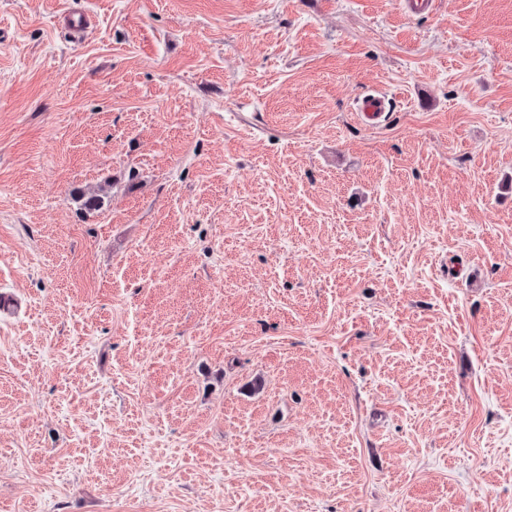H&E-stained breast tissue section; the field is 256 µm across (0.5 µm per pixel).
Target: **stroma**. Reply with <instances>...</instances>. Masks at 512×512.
<instances>
[{"mask_svg": "<svg viewBox=\"0 0 512 512\" xmlns=\"http://www.w3.org/2000/svg\"><path fill=\"white\" fill-rule=\"evenodd\" d=\"M0 291V512H512V0H0Z\"/></svg>", "mask_w": 512, "mask_h": 512, "instance_id": "stroma-1", "label": "stroma"}]
</instances>
